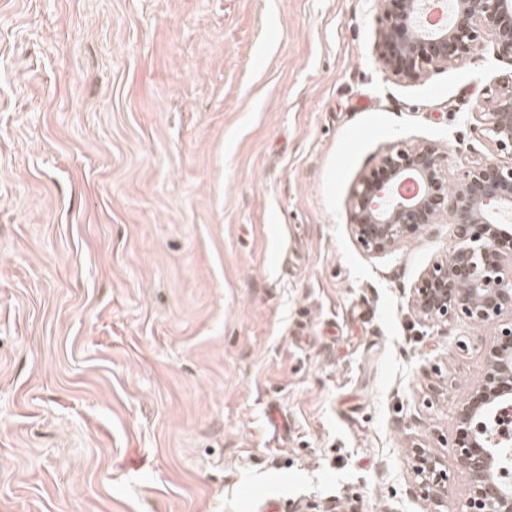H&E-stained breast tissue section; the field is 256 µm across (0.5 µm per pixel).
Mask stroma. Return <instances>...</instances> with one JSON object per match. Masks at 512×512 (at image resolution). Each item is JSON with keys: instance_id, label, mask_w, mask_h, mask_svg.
<instances>
[{"instance_id": "1", "label": "stroma", "mask_w": 512, "mask_h": 512, "mask_svg": "<svg viewBox=\"0 0 512 512\" xmlns=\"http://www.w3.org/2000/svg\"><path fill=\"white\" fill-rule=\"evenodd\" d=\"M378 26L376 0H0V512H463L494 329L411 311L453 224L371 254L349 198L393 146L452 180L490 158L512 64L486 38L400 80ZM415 475L419 479L418 485L424 496L437 501L448 498L451 487L448 470L439 459L432 457L423 448L416 449Z\"/></svg>"}]
</instances>
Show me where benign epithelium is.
Here are the masks:
<instances>
[{"mask_svg":"<svg viewBox=\"0 0 512 512\" xmlns=\"http://www.w3.org/2000/svg\"><path fill=\"white\" fill-rule=\"evenodd\" d=\"M374 49L382 69L418 81L433 69L460 65L481 40L512 63V0H453L448 26L423 31L425 0H378ZM497 156L448 182L445 156L425 144L387 150L355 184L349 200L350 229L363 249L385 253L443 217L455 224L454 242L411 290V309L427 323L463 319L494 328L488 371L457 415L455 453L469 478L465 512H512V480L503 477L499 444L484 427L491 416L512 412V88L481 113ZM415 475L422 494L443 500L448 470L416 449Z\"/></svg>","mask_w":512,"mask_h":512,"instance_id":"benign-epithelium-1","label":"benign epithelium"}]
</instances>
